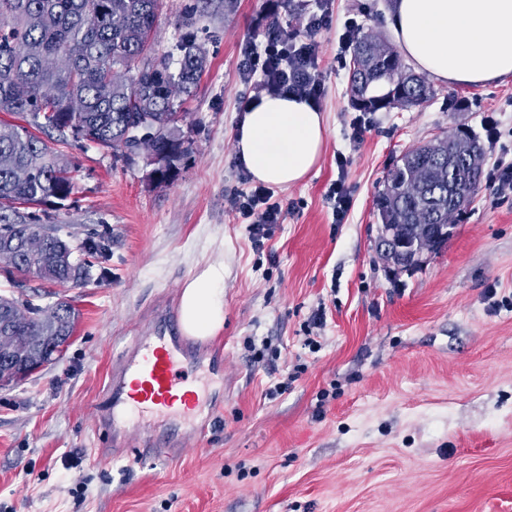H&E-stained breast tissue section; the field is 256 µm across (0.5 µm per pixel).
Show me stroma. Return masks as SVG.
I'll list each match as a JSON object with an SVG mask.
<instances>
[{
    "instance_id": "1",
    "label": "stroma",
    "mask_w": 512,
    "mask_h": 512,
    "mask_svg": "<svg viewBox=\"0 0 512 512\" xmlns=\"http://www.w3.org/2000/svg\"><path fill=\"white\" fill-rule=\"evenodd\" d=\"M193 5L189 30L209 66L182 99L192 151L178 176L153 181L146 152L116 156L66 135L57 148L76 187L51 221L75 245L103 236L109 259L92 262L82 287L0 273V295L75 310L61 357L0 386V512H512V194L483 183L447 243L398 273L376 253L374 205L393 160L437 137L472 131L488 171L512 160V79L436 82L422 106L361 112L340 35L349 19L390 35V0H161L152 54L177 56ZM323 9L326 144L302 183L275 188L290 210L264 254L225 205L243 186L234 140L257 95L239 62L270 16L302 35ZM490 118L499 140L487 138ZM339 178L353 206L337 224L326 193ZM218 257L224 330L196 367L215 404L205 437L177 459L133 446L97 460L112 445L93 414L113 363L178 305L197 262ZM320 307L324 325L309 327Z\"/></svg>"
}]
</instances>
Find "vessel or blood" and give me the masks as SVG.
Instances as JSON below:
<instances>
[{
    "label": "vessel or blood",
    "instance_id": "vessel-or-blood-1",
    "mask_svg": "<svg viewBox=\"0 0 512 512\" xmlns=\"http://www.w3.org/2000/svg\"><path fill=\"white\" fill-rule=\"evenodd\" d=\"M178 319L177 311H158L113 364L94 412L95 426L111 431L113 447H130L132 432L146 429L151 420L196 418L203 393L191 371L193 348Z\"/></svg>",
    "mask_w": 512,
    "mask_h": 512
}]
</instances>
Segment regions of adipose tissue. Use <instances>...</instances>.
<instances>
[{
  "label": "adipose tissue",
  "mask_w": 512,
  "mask_h": 512,
  "mask_svg": "<svg viewBox=\"0 0 512 512\" xmlns=\"http://www.w3.org/2000/svg\"><path fill=\"white\" fill-rule=\"evenodd\" d=\"M394 38L418 71L455 86L485 87L512 77V0H395ZM325 118L292 95L265 94L245 109L234 149L252 179L268 186L302 182L325 145ZM186 335L224 328V262L206 261L182 285Z\"/></svg>",
  "instance_id": "1"
}]
</instances>
